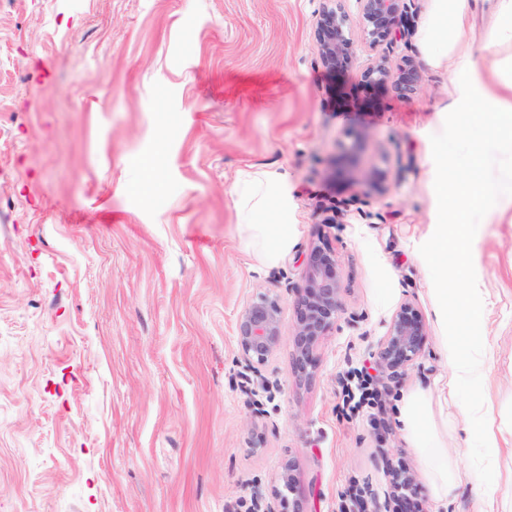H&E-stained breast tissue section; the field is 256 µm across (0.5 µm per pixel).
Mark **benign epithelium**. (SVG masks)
I'll list each match as a JSON object with an SVG mask.
<instances>
[{
	"instance_id": "1",
	"label": "benign epithelium",
	"mask_w": 512,
	"mask_h": 512,
	"mask_svg": "<svg viewBox=\"0 0 512 512\" xmlns=\"http://www.w3.org/2000/svg\"><path fill=\"white\" fill-rule=\"evenodd\" d=\"M359 24L369 45L381 42L391 44L408 41L412 35L407 0H360ZM350 18L334 7L322 11L315 21V38L322 65L329 71H340L352 58L349 37ZM362 80L370 85H391L399 94L410 96L422 83L420 66L406 58L391 69L383 60L366 67ZM369 194L382 195L389 188V173L374 169L364 175ZM306 285L295 305L294 369L302 379H310L316 368L315 350L318 341L332 328L343 310L342 288L337 276L335 253L316 248L305 264ZM283 337L281 308L278 300L260 295L240 311L236 325V339L241 358L254 368L268 363ZM427 338L425 324L415 306L404 302L394 312L386 336L378 351L381 376L400 382L409 365L422 352ZM295 463L284 462L279 485L290 494L296 493ZM395 508H401L403 494L415 493L414 475L403 469L391 472Z\"/></svg>"
}]
</instances>
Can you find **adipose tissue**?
<instances>
[{
	"label": "adipose tissue",
	"mask_w": 512,
	"mask_h": 512,
	"mask_svg": "<svg viewBox=\"0 0 512 512\" xmlns=\"http://www.w3.org/2000/svg\"><path fill=\"white\" fill-rule=\"evenodd\" d=\"M432 9L421 33V43L428 61L445 66L457 103L476 102L479 112L495 116L512 125V81L498 85L496 69H480L470 50L458 47L457 41L467 20L469 0H432ZM233 195L238 221L249 244L259 246L265 262L272 263L286 252L291 233L285 224L256 223L257 214L278 206L288 209V180L276 171L263 167L239 172ZM445 358L452 366L455 382H475L485 377L489 349L475 346L466 337L442 339ZM397 421L416 448L423 472L437 503H447L454 493L460 473L457 459L444 442L429 397L414 390L403 394L397 405Z\"/></svg>",
	"instance_id": "obj_1"
}]
</instances>
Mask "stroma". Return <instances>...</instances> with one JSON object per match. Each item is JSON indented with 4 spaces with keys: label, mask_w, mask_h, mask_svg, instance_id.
I'll return each instance as SVG.
<instances>
[{
    "label": "stroma",
    "mask_w": 512,
    "mask_h": 512,
    "mask_svg": "<svg viewBox=\"0 0 512 512\" xmlns=\"http://www.w3.org/2000/svg\"><path fill=\"white\" fill-rule=\"evenodd\" d=\"M336 3L351 64H321L315 21ZM359 0H0V512H384L405 466L427 512L419 456L396 420L401 393L450 369L428 267L430 137L449 111L446 71L418 36L369 46ZM422 64L411 97L361 80ZM288 178L294 235L275 263L243 242L242 170ZM372 169L390 186L369 196ZM336 254L343 311L293 368L294 302L314 248ZM493 342L486 379L458 405L499 428L489 478L512 473V209L472 245ZM276 298L284 337L251 369L236 343L244 305ZM412 302L422 354L397 383L377 351ZM369 374L375 409L343 407Z\"/></svg>",
    "instance_id": "stroma-1"
}]
</instances>
